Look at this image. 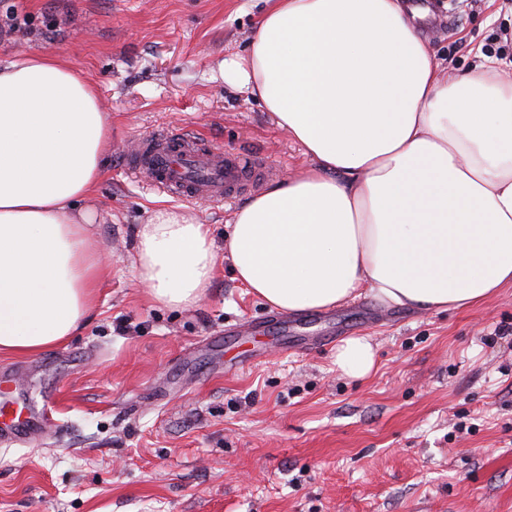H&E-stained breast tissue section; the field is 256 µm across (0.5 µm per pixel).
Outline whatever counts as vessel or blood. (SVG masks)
<instances>
[{
  "label": "vessel or blood",
  "mask_w": 512,
  "mask_h": 512,
  "mask_svg": "<svg viewBox=\"0 0 512 512\" xmlns=\"http://www.w3.org/2000/svg\"><path fill=\"white\" fill-rule=\"evenodd\" d=\"M127 169L147 176L151 189L176 198L229 202L256 189L274 169L259 159H243L209 147L189 131H162L129 142ZM17 372L0 373V439L33 443L44 435V418L14 407Z\"/></svg>",
  "instance_id": "vessel-or-blood-1"
}]
</instances>
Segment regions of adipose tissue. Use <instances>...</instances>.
<instances>
[{"label": "adipose tissue", "instance_id": "adipose-tissue-1", "mask_svg": "<svg viewBox=\"0 0 512 512\" xmlns=\"http://www.w3.org/2000/svg\"><path fill=\"white\" fill-rule=\"evenodd\" d=\"M224 78L258 96L311 167L233 214L236 279L285 313L369 294L418 312L464 309L512 285V80L480 55L451 79L403 0H266ZM112 127L95 88L57 55L0 65V352L36 355L83 328L102 268L86 241ZM153 301L198 305L210 229L167 205L137 232ZM336 365L368 375L344 340Z\"/></svg>", "mask_w": 512, "mask_h": 512}]
</instances>
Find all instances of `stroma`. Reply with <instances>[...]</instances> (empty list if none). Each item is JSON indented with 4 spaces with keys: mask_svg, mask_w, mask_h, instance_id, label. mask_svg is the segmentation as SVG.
<instances>
[{
    "mask_svg": "<svg viewBox=\"0 0 512 512\" xmlns=\"http://www.w3.org/2000/svg\"><path fill=\"white\" fill-rule=\"evenodd\" d=\"M416 26L449 76L478 54L512 59V0H432ZM264 0H0L28 17L0 62L52 53L97 89L112 146L94 195L103 256L84 328L18 367L34 444L0 442V512H512V286L465 310L420 313L361 295L307 313L306 334L344 321L376 351L361 379L335 343L281 350L250 335L270 307L218 258L198 307L155 304L131 265L157 202L208 225L216 249L236 203L155 193L130 176L129 141L196 131L292 176L310 164L261 103L224 79L245 56ZM262 361L235 372L245 349Z\"/></svg>",
    "mask_w": 512,
    "mask_h": 512,
    "instance_id": "stroma-1",
    "label": "stroma"
}]
</instances>
